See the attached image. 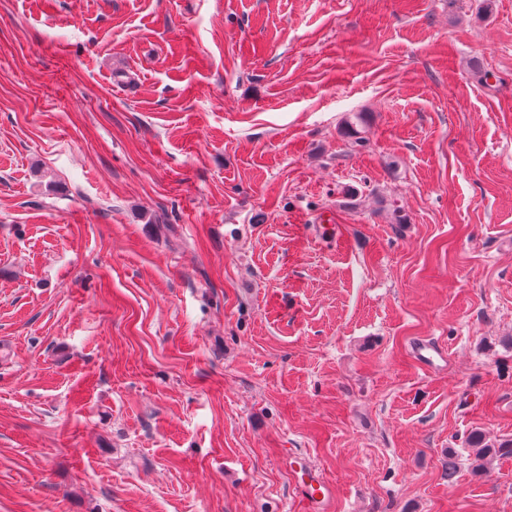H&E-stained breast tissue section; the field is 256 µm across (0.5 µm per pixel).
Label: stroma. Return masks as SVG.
Wrapping results in <instances>:
<instances>
[{"label":"stroma","instance_id":"obj_1","mask_svg":"<svg viewBox=\"0 0 512 512\" xmlns=\"http://www.w3.org/2000/svg\"><path fill=\"white\" fill-rule=\"evenodd\" d=\"M476 430L512 0H0V512H512ZM470 446L475 449L473 469L483 470L494 457L512 456V440H507L495 445H489L485 441V435L481 431L472 432L469 439ZM298 493L301 501L304 504H308L305 509L310 512H321L325 510L322 505L325 503L327 498V487L321 483L318 476L307 473L305 479H299L297 477Z\"/></svg>","mask_w":512,"mask_h":512}]
</instances>
